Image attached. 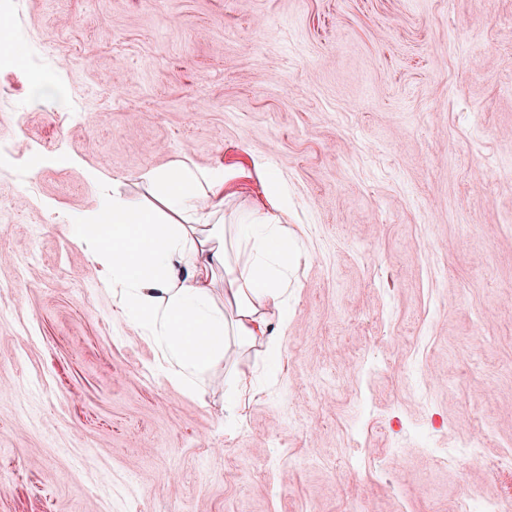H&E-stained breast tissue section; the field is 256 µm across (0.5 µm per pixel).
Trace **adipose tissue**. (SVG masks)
<instances>
[{
    "mask_svg": "<svg viewBox=\"0 0 512 512\" xmlns=\"http://www.w3.org/2000/svg\"><path fill=\"white\" fill-rule=\"evenodd\" d=\"M159 209L120 193L76 218V242L100 268V285L120 298L125 320L160 350L167 381L194 393L225 355L227 337L278 354L288 327V276L300 240L272 191L224 221L234 175L172 162L141 176Z\"/></svg>",
    "mask_w": 512,
    "mask_h": 512,
    "instance_id": "adipose-tissue-1",
    "label": "adipose tissue"
}]
</instances>
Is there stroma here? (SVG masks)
I'll use <instances>...</instances> for the list:
<instances>
[{"instance_id":"1","label":"stroma","mask_w":512,"mask_h":512,"mask_svg":"<svg viewBox=\"0 0 512 512\" xmlns=\"http://www.w3.org/2000/svg\"><path fill=\"white\" fill-rule=\"evenodd\" d=\"M0 512L512 501V0H0ZM63 69L64 110L32 84ZM184 159L305 243L280 368L186 395L71 215ZM99 173L91 180L89 171ZM258 388L229 414L228 368ZM473 434L484 457L441 452Z\"/></svg>"}]
</instances>
